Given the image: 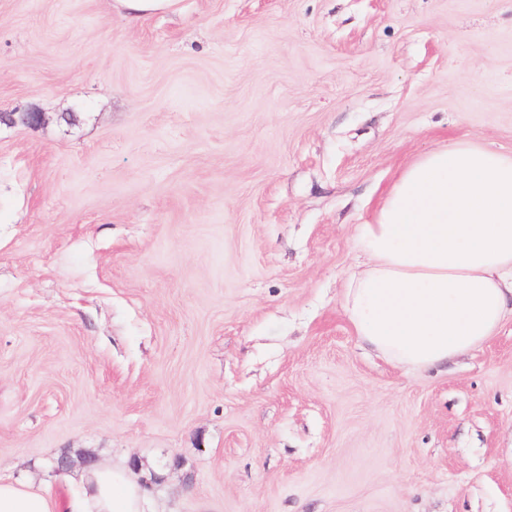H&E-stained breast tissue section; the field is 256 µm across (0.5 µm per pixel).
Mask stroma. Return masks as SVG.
<instances>
[{
  "label": "stroma",
  "instance_id": "obj_1",
  "mask_svg": "<svg viewBox=\"0 0 512 512\" xmlns=\"http://www.w3.org/2000/svg\"><path fill=\"white\" fill-rule=\"evenodd\" d=\"M480 72L472 81L471 72ZM0 476L156 512H512V320L427 372L343 309L355 227L512 153V0H0ZM176 0H114V7L133 20L166 10ZM46 122V115L35 110L0 113V125L38 127ZM74 462L67 455L52 460L53 473L70 471ZM62 478L78 486L69 500L71 512H144L145 500L140 484L131 476V468L95 465L84 467L75 477L72 472Z\"/></svg>",
  "mask_w": 512,
  "mask_h": 512
}]
</instances>
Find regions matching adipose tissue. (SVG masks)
<instances>
[{"label":"adipose tissue","instance_id":"1","mask_svg":"<svg viewBox=\"0 0 512 512\" xmlns=\"http://www.w3.org/2000/svg\"><path fill=\"white\" fill-rule=\"evenodd\" d=\"M344 309L359 340L385 361L421 371L484 344L512 316V154L466 141L407 165L370 222ZM71 512H143L127 467L74 479ZM0 512H56L49 493L0 478Z\"/></svg>","mask_w":512,"mask_h":512}]
</instances>
